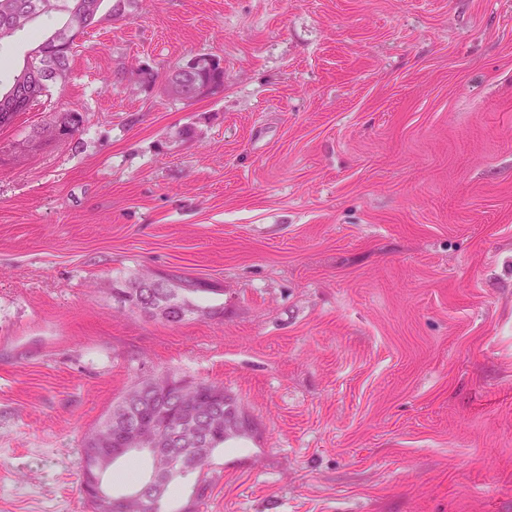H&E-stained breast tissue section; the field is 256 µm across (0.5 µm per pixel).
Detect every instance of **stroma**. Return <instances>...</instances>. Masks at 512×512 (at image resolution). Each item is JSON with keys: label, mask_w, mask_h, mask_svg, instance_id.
Instances as JSON below:
<instances>
[{"label": "stroma", "mask_w": 512, "mask_h": 512, "mask_svg": "<svg viewBox=\"0 0 512 512\" xmlns=\"http://www.w3.org/2000/svg\"><path fill=\"white\" fill-rule=\"evenodd\" d=\"M111 5L0 130V512H88L85 436L157 375L237 403L200 512H512V0ZM203 53L191 102L133 76ZM143 272L223 317L114 300ZM84 123V116L80 112H56L48 123V125H54L60 127L64 132L72 138L77 134Z\"/></svg>", "instance_id": "obj_1"}]
</instances>
